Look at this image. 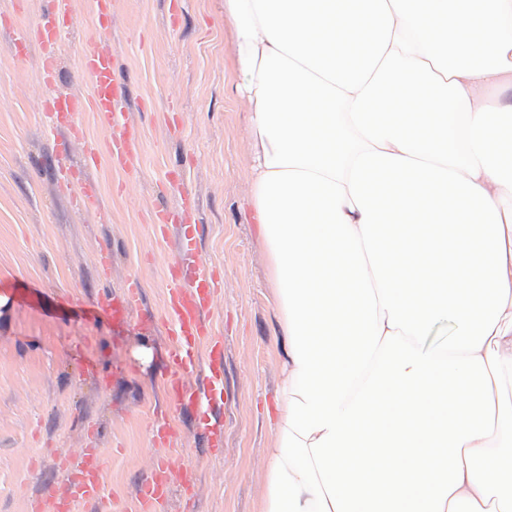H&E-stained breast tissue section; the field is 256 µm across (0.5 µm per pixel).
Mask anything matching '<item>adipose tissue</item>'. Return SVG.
Here are the masks:
<instances>
[{
  "instance_id": "ef3b65f1",
  "label": "adipose tissue",
  "mask_w": 512,
  "mask_h": 512,
  "mask_svg": "<svg viewBox=\"0 0 512 512\" xmlns=\"http://www.w3.org/2000/svg\"><path fill=\"white\" fill-rule=\"evenodd\" d=\"M224 23L284 351L261 512H512V0Z\"/></svg>"
}]
</instances>
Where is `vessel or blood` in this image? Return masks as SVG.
<instances>
[{"label": "vessel or blood", "instance_id": "b4317fda", "mask_svg": "<svg viewBox=\"0 0 512 512\" xmlns=\"http://www.w3.org/2000/svg\"><path fill=\"white\" fill-rule=\"evenodd\" d=\"M94 9L99 32L85 38L78 51L79 69L92 85L89 96L54 92L59 79L54 49L63 37V19L72 16L69 0H57L55 10L44 12L36 27H13L9 51L24 61L32 44L43 49L40 73L48 94L42 98L40 110L47 127L57 135V150L64 152L79 143L90 158H97L98 147L88 139L81 121L82 113L89 111L110 135V160L131 174L140 166V132L128 119L125 84L106 40L112 27V0H94ZM62 189L78 209L93 212L99 223L108 222L109 209L86 167L69 169ZM196 209L195 198L187 195L175 206L154 210L152 230L162 238L175 233L176 255L166 268L165 311L171 325L169 363L163 378L166 403L155 409L149 435L153 447L160 451L174 447V418L190 416L201 446L210 458L220 459L224 456V341L216 336L210 313L222 284L202 258L200 233L192 218ZM142 299L143 284L132 274L120 292L85 304L83 313L88 319L120 329L130 322L135 310H140ZM57 467L67 475L64 489L45 488L31 499V512H77L79 506L98 501L104 477L100 449L91 445L84 448L78 469H70L63 457ZM197 483L195 467L173 469L170 460L159 453L137 485L133 512H167L175 488L181 491L186 512H191Z\"/></svg>", "mask_w": 512, "mask_h": 512}]
</instances>
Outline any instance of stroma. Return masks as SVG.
<instances>
[{
  "label": "stroma",
  "instance_id": "stroma-1",
  "mask_svg": "<svg viewBox=\"0 0 512 512\" xmlns=\"http://www.w3.org/2000/svg\"><path fill=\"white\" fill-rule=\"evenodd\" d=\"M90 0H72L76 21L56 47L61 93L89 95L76 74L81 41L96 28ZM45 0H0V512H27L42 487H63L55 460H79L88 440L105 459L104 508L132 503L156 450L148 422L164 401L170 338L164 314L166 264L175 237L150 228L157 204L181 191L198 198L204 260L221 275L212 322L224 339V458H208L193 421L177 417L174 468L193 464L195 512H259L282 351L266 247L253 220L249 113L234 89L223 0H112L109 38L141 131V165L128 177L99 152L90 173L110 221L73 209L58 170L82 164V146L59 154L38 105L39 45L20 62L7 48L11 25L34 26ZM185 161L183 183L169 169ZM112 246V277L101 282L96 253ZM144 285L152 331L131 321L116 330L87 321L80 302L119 290L128 275Z\"/></svg>",
  "mask_w": 512,
  "mask_h": 512
}]
</instances>
